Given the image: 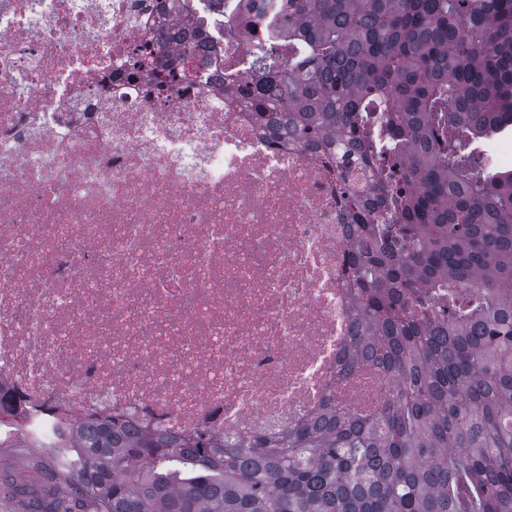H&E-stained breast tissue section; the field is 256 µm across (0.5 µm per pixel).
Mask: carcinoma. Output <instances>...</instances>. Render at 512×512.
Here are the masks:
<instances>
[{
    "mask_svg": "<svg viewBox=\"0 0 512 512\" xmlns=\"http://www.w3.org/2000/svg\"><path fill=\"white\" fill-rule=\"evenodd\" d=\"M241 0H183L223 16ZM271 41L224 84L284 138L351 157L348 365L395 381L375 414L330 401L277 436H176L110 415L44 436V484L0 479L11 512H512V171L475 154L512 129V0H271ZM160 76L155 53L133 61ZM386 104L403 175L370 165L365 103ZM386 194L396 222L364 198ZM464 287L455 306L450 290ZM22 405L0 386V424Z\"/></svg>",
    "mask_w": 512,
    "mask_h": 512,
    "instance_id": "carcinoma-1",
    "label": "carcinoma"
}]
</instances>
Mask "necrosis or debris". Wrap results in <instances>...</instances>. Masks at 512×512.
Masks as SVG:
<instances>
[{
  "mask_svg": "<svg viewBox=\"0 0 512 512\" xmlns=\"http://www.w3.org/2000/svg\"><path fill=\"white\" fill-rule=\"evenodd\" d=\"M263 3L196 37L171 0H0V382L24 433L112 414L247 439L388 401L389 374L346 366L351 181L224 95ZM157 28L196 83L134 74Z\"/></svg>",
  "mask_w": 512,
  "mask_h": 512,
  "instance_id": "4bbe7bcc",
  "label": "necrosis or debris"
}]
</instances>
